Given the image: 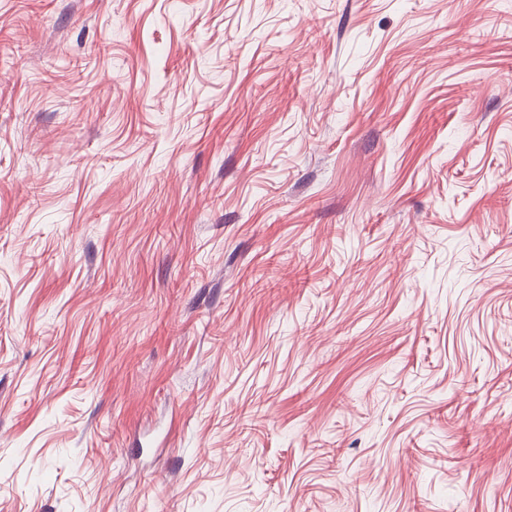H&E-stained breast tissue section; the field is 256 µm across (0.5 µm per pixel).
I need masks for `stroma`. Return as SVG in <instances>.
Segmentation results:
<instances>
[{
  "mask_svg": "<svg viewBox=\"0 0 512 512\" xmlns=\"http://www.w3.org/2000/svg\"><path fill=\"white\" fill-rule=\"evenodd\" d=\"M0 512H512V0H0Z\"/></svg>",
  "mask_w": 512,
  "mask_h": 512,
  "instance_id": "obj_1",
  "label": "stroma"
}]
</instances>
